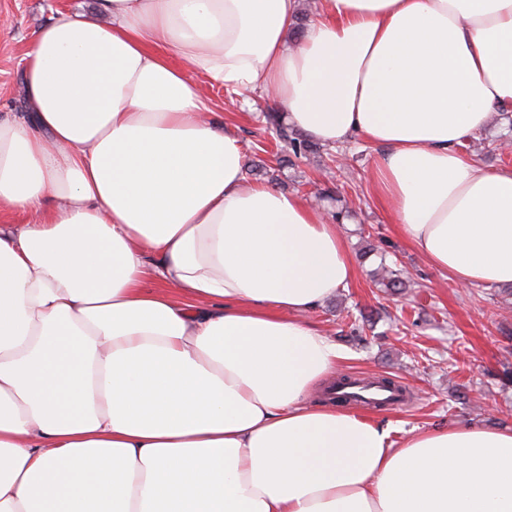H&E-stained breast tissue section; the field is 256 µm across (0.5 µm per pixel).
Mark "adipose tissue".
Returning a JSON list of instances; mask_svg holds the SVG:
<instances>
[{"instance_id":"ef3b65f1","label":"adipose tissue","mask_w":512,"mask_h":512,"mask_svg":"<svg viewBox=\"0 0 512 512\" xmlns=\"http://www.w3.org/2000/svg\"><path fill=\"white\" fill-rule=\"evenodd\" d=\"M96 0L24 56L0 118V512H512V429L402 444L308 395V315L355 268L305 199L246 183L200 78L270 95L463 285L512 284V166L459 150L512 109V0ZM181 66H174L173 58ZM157 289H149V282Z\"/></svg>"}]
</instances>
